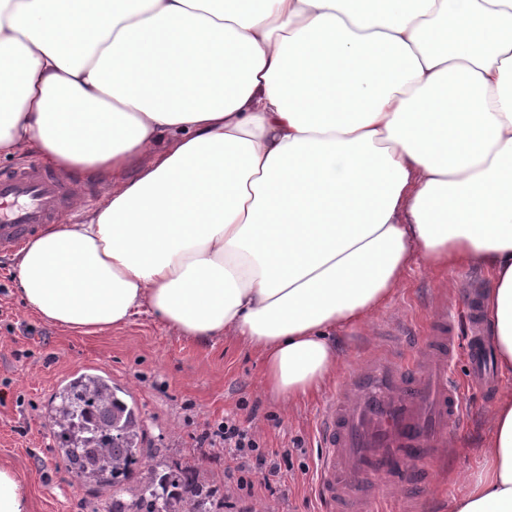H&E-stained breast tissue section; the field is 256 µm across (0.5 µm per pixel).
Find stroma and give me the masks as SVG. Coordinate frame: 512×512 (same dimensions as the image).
<instances>
[{
	"instance_id": "obj_1",
	"label": "stroma",
	"mask_w": 512,
	"mask_h": 512,
	"mask_svg": "<svg viewBox=\"0 0 512 512\" xmlns=\"http://www.w3.org/2000/svg\"><path fill=\"white\" fill-rule=\"evenodd\" d=\"M488 286V275L477 269L439 271L412 264L378 315L339 330L341 370H348L352 357L383 345L425 344L433 313H447L457 329H464L470 299H482ZM80 367L105 369L113 385L140 408L147 425L144 446L153 464L196 471L213 498L225 503L224 512H234L236 464L220 453L202 454L195 438L227 416L284 461L280 490L256 486L246 507L251 512H323L315 492L320 456L315 428L335 385L287 406L264 390L260 356L232 333L197 343L148 313L106 334L71 335L26 314L10 260L0 256V462L11 464L28 482L34 512H108L112 502L110 488L85 486L71 477L44 421L55 391ZM470 373L462 339L449 377L462 388L465 416L450 433L451 446L440 451L438 484L418 512H450L451 503L466 493L467 478L483 466L488 414L500 393H512V376L502 378L499 392L487 394L468 388Z\"/></svg>"
}]
</instances>
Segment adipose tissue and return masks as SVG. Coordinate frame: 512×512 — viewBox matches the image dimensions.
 Segmentation results:
<instances>
[{"label":"adipose tissue","instance_id":"obj_1","mask_svg":"<svg viewBox=\"0 0 512 512\" xmlns=\"http://www.w3.org/2000/svg\"><path fill=\"white\" fill-rule=\"evenodd\" d=\"M413 2L0 0V157L112 184L16 252L25 310L233 332L295 405L411 263L475 267L512 376V0ZM489 423L451 512H512L511 394ZM0 512H32L1 462Z\"/></svg>","mask_w":512,"mask_h":512}]
</instances>
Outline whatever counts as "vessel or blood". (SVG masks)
Here are the masks:
<instances>
[{"instance_id": "b4317fda", "label": "vessel or blood", "mask_w": 512, "mask_h": 512, "mask_svg": "<svg viewBox=\"0 0 512 512\" xmlns=\"http://www.w3.org/2000/svg\"><path fill=\"white\" fill-rule=\"evenodd\" d=\"M71 180L27 163L0 173V254L61 223L71 212ZM467 328L471 378L497 384L485 345L484 320L472 307ZM424 348L404 354L383 349L356 359L325 406L318 437L323 448L317 493L327 512H379L398 488L435 482L434 459L448 430L463 418L460 390L448 380L455 330L438 316Z\"/></svg>"}]
</instances>
